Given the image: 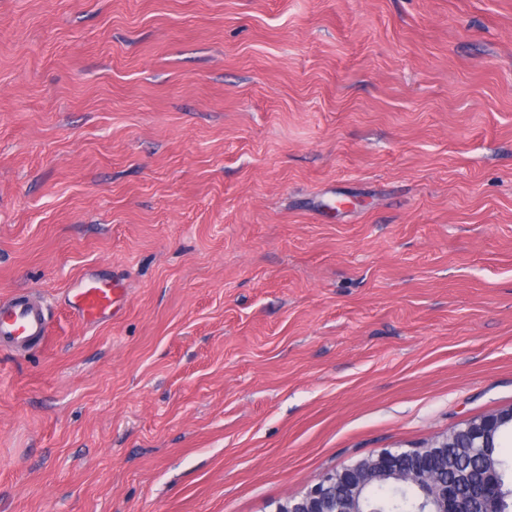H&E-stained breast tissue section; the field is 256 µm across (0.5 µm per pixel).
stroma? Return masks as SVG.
Instances as JSON below:
<instances>
[{"mask_svg":"<svg viewBox=\"0 0 512 512\" xmlns=\"http://www.w3.org/2000/svg\"><path fill=\"white\" fill-rule=\"evenodd\" d=\"M22 289L0 512H276L511 408L512 0H0ZM126 293L123 280L87 273L72 288L69 302L80 318L99 323L112 320L120 313ZM49 318L45 302L15 291L0 301V346L29 352L47 336Z\"/></svg>","mask_w":512,"mask_h":512,"instance_id":"1","label":"stroma"}]
</instances>
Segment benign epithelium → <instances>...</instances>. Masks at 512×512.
Segmentation results:
<instances>
[{
  "instance_id": "obj_1",
  "label": "benign epithelium",
  "mask_w": 512,
  "mask_h": 512,
  "mask_svg": "<svg viewBox=\"0 0 512 512\" xmlns=\"http://www.w3.org/2000/svg\"><path fill=\"white\" fill-rule=\"evenodd\" d=\"M512 427V408L467 421L416 448H383L341 470L319 476L299 497L278 504L276 512H378L362 491L363 479L390 480L414 491L412 512H459L471 472L456 469L461 458L484 470L483 484L469 495L470 512H502L508 492L499 481L491 453L495 432ZM344 487V498L331 487Z\"/></svg>"
}]
</instances>
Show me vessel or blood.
Masks as SVG:
<instances>
[{
  "label": "vessel or blood",
  "mask_w": 512,
  "mask_h": 512,
  "mask_svg": "<svg viewBox=\"0 0 512 512\" xmlns=\"http://www.w3.org/2000/svg\"><path fill=\"white\" fill-rule=\"evenodd\" d=\"M127 293L124 281L93 273L81 277L70 302L78 316L90 323L114 319ZM50 312L45 302L24 290L0 300V346L32 350L48 334Z\"/></svg>",
  "instance_id": "obj_1"
}]
</instances>
